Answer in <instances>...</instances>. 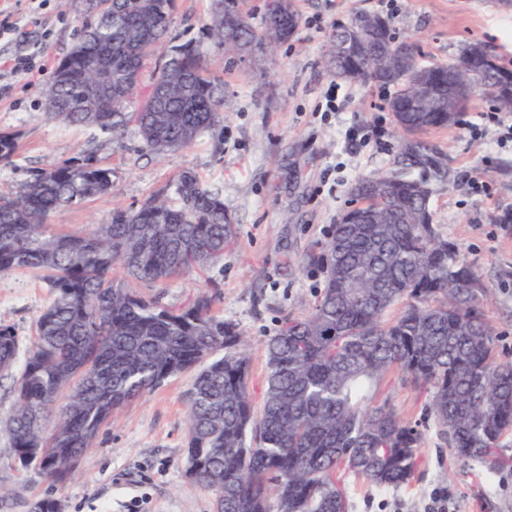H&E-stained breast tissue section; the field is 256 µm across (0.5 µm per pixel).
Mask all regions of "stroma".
Instances as JSON below:
<instances>
[{
  "label": "stroma",
  "instance_id": "35a3bbf8",
  "mask_svg": "<svg viewBox=\"0 0 512 512\" xmlns=\"http://www.w3.org/2000/svg\"><path fill=\"white\" fill-rule=\"evenodd\" d=\"M212 0H176L173 44L194 41L224 84V123L189 147L161 156L141 149L136 128L121 139L68 125L45 110L42 86L73 46L77 21L60 0H0V132L17 135L15 163L0 165V193L18 192L31 172L66 161L111 169L116 195L55 213L54 229L89 232L113 209L140 205L185 169L220 189L237 229L223 259L141 294L177 309L200 292L250 342V389L261 397L264 345L281 321L304 313L321 283L302 268L352 200V188L389 169L400 140L387 100L394 89L337 80L322 67L332 25L366 10L388 19L399 38L413 37L420 64L455 60L479 41L512 67V6L501 0H296L300 25L274 53L232 57L207 31ZM31 70L17 69L19 60ZM336 89L339 108L326 110ZM355 128L363 141L345 143ZM443 152L447 178L431 209L438 231L493 290L486 312L496 344L512 353V112L474 99L458 123L424 134ZM52 295L35 273L0 276V325L20 351L34 338ZM189 376L170 379L125 407L80 460L65 485L22 467L0 435V512H30L41 498L62 512H215L214 494L185 473ZM349 512H425L433 489L446 490L456 512H512V476L488 460L460 461L427 431L421 462L408 483L378 491L348 476Z\"/></svg>",
  "mask_w": 512,
  "mask_h": 512
}]
</instances>
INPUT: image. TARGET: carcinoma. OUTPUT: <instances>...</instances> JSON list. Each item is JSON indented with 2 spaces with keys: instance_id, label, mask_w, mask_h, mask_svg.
<instances>
[{
  "instance_id": "cac0c4a2",
  "label": "carcinoma",
  "mask_w": 512,
  "mask_h": 512,
  "mask_svg": "<svg viewBox=\"0 0 512 512\" xmlns=\"http://www.w3.org/2000/svg\"><path fill=\"white\" fill-rule=\"evenodd\" d=\"M91 2L44 88V102L60 108L53 118L114 136L134 124L156 155L224 122L221 83L196 44L171 47L165 64L150 68L175 0ZM218 2L227 13L212 9L209 33L237 54L284 42L299 27L294 0L260 34L243 0ZM226 15L234 18L227 28ZM330 41L348 43L324 61L336 77L398 86L388 106L407 139L392 168L355 185L356 206L304 257L322 285L308 313L284 319L266 342L259 404L243 338L207 293L173 309L134 287L164 285L223 258L235 227L219 191L187 169L175 200L160 194L116 208L86 234L50 232L47 219L112 192L108 169L63 164L0 194V274L35 272L53 294L15 379L13 414L0 424L24 464L65 484L123 408L185 374L186 474L215 494V512H348L342 474L377 490L409 481L424 433L385 395L396 373L426 397L424 419L456 458H497L512 435V360L499 354L484 314L491 289L433 224L445 155L418 134L455 124L478 91L512 112V68L484 64L490 51L481 42L455 62L420 65L414 46L371 12L336 23ZM102 54L112 76L105 111L82 112L84 62ZM466 62L483 65L484 78L460 80L450 100L448 80ZM16 140L0 133L1 164H12ZM18 359L16 336L0 326V378Z\"/></svg>"
}]
</instances>
